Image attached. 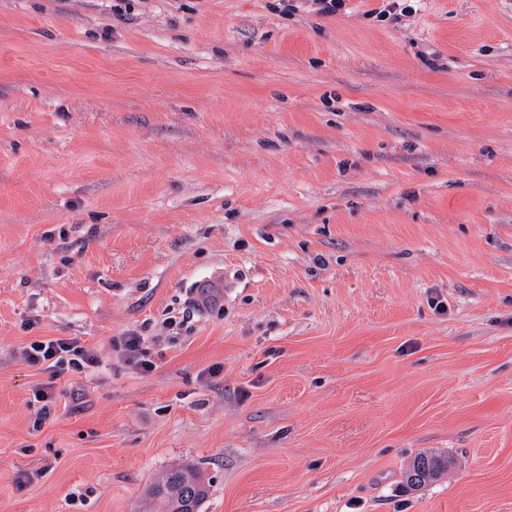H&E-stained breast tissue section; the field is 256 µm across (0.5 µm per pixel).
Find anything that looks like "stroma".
I'll use <instances>...</instances> for the list:
<instances>
[{
    "mask_svg": "<svg viewBox=\"0 0 512 512\" xmlns=\"http://www.w3.org/2000/svg\"><path fill=\"white\" fill-rule=\"evenodd\" d=\"M286 2L0 0V512H512V0ZM144 343V337L136 332L127 333L119 341L120 349L127 362L141 372H150L155 368V363L143 348ZM19 359L27 365L42 366L52 380L71 373H83L99 364L98 352L76 339H47L31 342L19 351ZM448 469V458L433 453H419L411 461L406 479L411 470L414 471L423 483L434 481L439 475ZM209 487L197 466L180 465L152 482L146 494L156 512H201Z\"/></svg>",
    "mask_w": 512,
    "mask_h": 512,
    "instance_id": "stroma-1",
    "label": "stroma"
}]
</instances>
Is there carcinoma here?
Masks as SVG:
<instances>
[{"label": "carcinoma", "instance_id": "cac0c4a2", "mask_svg": "<svg viewBox=\"0 0 512 512\" xmlns=\"http://www.w3.org/2000/svg\"><path fill=\"white\" fill-rule=\"evenodd\" d=\"M421 481L435 480L448 469V458L433 453L417 454L409 465ZM210 484L201 470L180 465L165 471L147 488V497L156 512H202Z\"/></svg>", "mask_w": 512, "mask_h": 512}]
</instances>
